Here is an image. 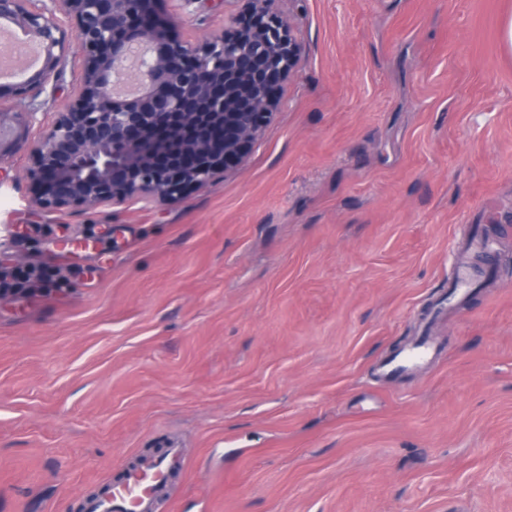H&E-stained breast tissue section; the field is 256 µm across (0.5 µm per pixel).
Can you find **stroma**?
<instances>
[{
  "label": "stroma",
  "mask_w": 512,
  "mask_h": 512,
  "mask_svg": "<svg viewBox=\"0 0 512 512\" xmlns=\"http://www.w3.org/2000/svg\"><path fill=\"white\" fill-rule=\"evenodd\" d=\"M180 38L246 0H163ZM303 44L244 160L175 203L38 212L0 162V512H83L178 444L167 512H512V0H275ZM72 50L30 128L77 92ZM495 279L396 383L470 226ZM436 351L434 339L431 336H421L414 344L380 360L376 370L385 380L398 381L430 361Z\"/></svg>",
  "instance_id": "obj_1"
}]
</instances>
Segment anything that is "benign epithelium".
Masks as SVG:
<instances>
[{
    "mask_svg": "<svg viewBox=\"0 0 512 512\" xmlns=\"http://www.w3.org/2000/svg\"><path fill=\"white\" fill-rule=\"evenodd\" d=\"M275 0H250L247 15L196 44L180 39L160 0H0V21L39 43V65L0 83V118L55 91L77 41L80 87L55 119L28 138L20 121L0 136V161L28 144L32 207L94 210L138 198L175 201L243 160L280 105L281 83L302 46Z\"/></svg>",
    "mask_w": 512,
    "mask_h": 512,
    "instance_id": "benign-epithelium-1",
    "label": "benign epithelium"
}]
</instances>
